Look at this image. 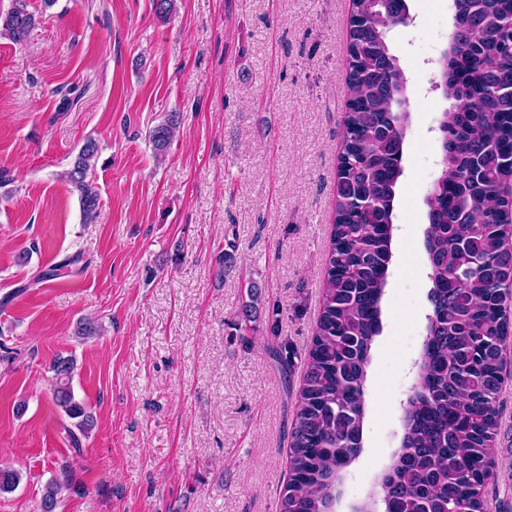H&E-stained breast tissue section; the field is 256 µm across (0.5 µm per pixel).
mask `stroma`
Instances as JSON below:
<instances>
[{
	"label": "stroma",
	"mask_w": 512,
	"mask_h": 512,
	"mask_svg": "<svg viewBox=\"0 0 512 512\" xmlns=\"http://www.w3.org/2000/svg\"><path fill=\"white\" fill-rule=\"evenodd\" d=\"M452 0H415L390 42L411 121L395 221L414 263L390 269L372 351L365 444L336 512H351L391 463L430 312L424 199L440 172L447 103L430 79ZM21 44L0 36V469L20 473L0 512H39L62 463L77 487L56 512H278L304 355L320 314L345 102L350 0H28ZM181 115L163 159L149 130ZM97 139L98 215L82 223L61 180ZM232 250L235 265L216 259ZM81 254V273L39 280ZM261 287L237 328L250 282ZM101 324L82 340L81 318ZM95 427L73 449L52 364ZM500 464L485 494L512 505V355L499 395Z\"/></svg>",
	"instance_id": "stroma-1"
}]
</instances>
